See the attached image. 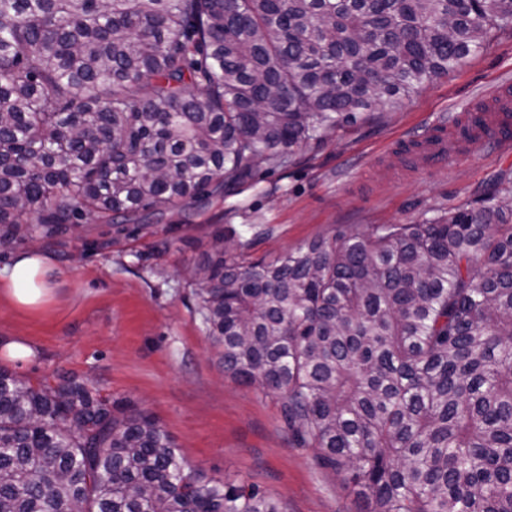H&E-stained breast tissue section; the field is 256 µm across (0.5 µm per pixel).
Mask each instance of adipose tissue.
Returning a JSON list of instances; mask_svg holds the SVG:
<instances>
[{
    "label": "adipose tissue",
    "mask_w": 512,
    "mask_h": 512,
    "mask_svg": "<svg viewBox=\"0 0 512 512\" xmlns=\"http://www.w3.org/2000/svg\"><path fill=\"white\" fill-rule=\"evenodd\" d=\"M49 260L42 253L30 250L19 254L14 261L0 269V287L20 305L39 304L49 291L45 276Z\"/></svg>",
    "instance_id": "adipose-tissue-1"
}]
</instances>
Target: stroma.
<instances>
[{"instance_id": "stroma-1", "label": "stroma", "mask_w": 512, "mask_h": 512, "mask_svg": "<svg viewBox=\"0 0 512 512\" xmlns=\"http://www.w3.org/2000/svg\"><path fill=\"white\" fill-rule=\"evenodd\" d=\"M512 91V34L498 37L448 77L387 106L285 166L264 164L224 196L137 225L83 222L51 239L0 245V268L27 250L46 255L50 294L17 304L0 287V340L33 354L0 358L27 380L67 373L89 389L152 415L201 475L258 485L286 512H357L341 475L288 438L279 397L225 375L189 277L216 234L254 259H272L335 229L410 224L473 200L501 173L512 146L477 145L431 171L398 148L494 88Z\"/></svg>"}]
</instances>
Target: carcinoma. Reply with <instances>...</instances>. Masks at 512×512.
<instances>
[{
	"label": "carcinoma",
	"mask_w": 512,
	"mask_h": 512,
	"mask_svg": "<svg viewBox=\"0 0 512 512\" xmlns=\"http://www.w3.org/2000/svg\"><path fill=\"white\" fill-rule=\"evenodd\" d=\"M507 30L512 0H0V241L222 196ZM198 267L224 372L357 512H512V175L269 261L220 234ZM0 512L285 510L73 376L0 370Z\"/></svg>",
	"instance_id": "obj_1"
}]
</instances>
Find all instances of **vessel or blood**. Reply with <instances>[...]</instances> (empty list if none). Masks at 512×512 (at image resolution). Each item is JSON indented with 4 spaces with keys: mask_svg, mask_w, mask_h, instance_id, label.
<instances>
[{
    "mask_svg": "<svg viewBox=\"0 0 512 512\" xmlns=\"http://www.w3.org/2000/svg\"><path fill=\"white\" fill-rule=\"evenodd\" d=\"M493 112H474L459 122L432 127L423 135L406 141L404 155L416 169L432 171L444 167L456 150L487 141L502 147L512 145V99L498 94Z\"/></svg>",
    "mask_w": 512,
    "mask_h": 512,
    "instance_id": "vessel-or-blood-1",
    "label": "vessel or blood"
}]
</instances>
